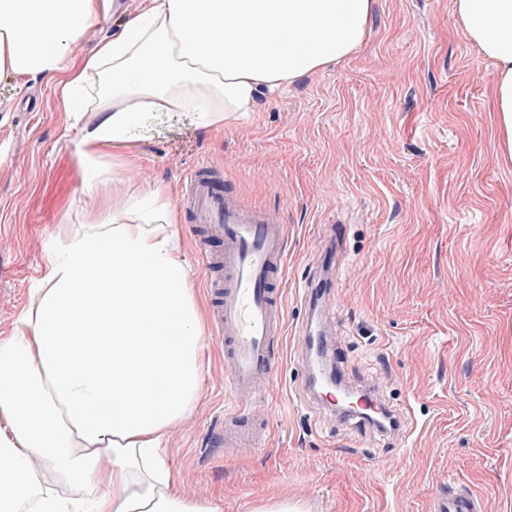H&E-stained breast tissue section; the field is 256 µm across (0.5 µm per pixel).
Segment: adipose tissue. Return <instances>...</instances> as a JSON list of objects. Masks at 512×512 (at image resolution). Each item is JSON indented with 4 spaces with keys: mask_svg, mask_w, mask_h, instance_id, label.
I'll list each match as a JSON object with an SVG mask.
<instances>
[{
    "mask_svg": "<svg viewBox=\"0 0 512 512\" xmlns=\"http://www.w3.org/2000/svg\"><path fill=\"white\" fill-rule=\"evenodd\" d=\"M111 0H0V76L55 80L86 199L66 224L13 336L0 342V512H223L187 494L162 451L196 409L204 306L164 182L127 186L107 161L157 113L212 131L349 56L373 0H143L121 31L73 61ZM495 66L512 159V0H452Z\"/></svg>",
    "mask_w": 512,
    "mask_h": 512,
    "instance_id": "adipose-tissue-1",
    "label": "adipose tissue"
}]
</instances>
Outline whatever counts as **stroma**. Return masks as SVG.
<instances>
[{
	"mask_svg": "<svg viewBox=\"0 0 512 512\" xmlns=\"http://www.w3.org/2000/svg\"><path fill=\"white\" fill-rule=\"evenodd\" d=\"M141 3L120 0L73 59ZM494 71L451 0H374L352 55L241 121L204 132L188 115L159 113L133 133L134 186L161 180L177 198L204 162L288 231L289 332L268 435L246 454L220 446L231 399L224 350L209 345L198 406L168 441L186 492L223 490L224 512L269 497L309 512H431L435 495L463 481L490 512H512V162L498 153ZM66 127L54 83L0 77V341L30 304L60 225L83 218ZM330 224L345 227L336 269ZM317 273L334 283L347 372L395 375L391 402L414 411L403 449L298 394V291Z\"/></svg>",
	"mask_w": 512,
	"mask_h": 512,
	"instance_id": "1",
	"label": "stroma"
}]
</instances>
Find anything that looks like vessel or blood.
Listing matches in <instances>:
<instances>
[{
  "label": "vessel or blood",
  "mask_w": 512,
  "mask_h": 512,
  "mask_svg": "<svg viewBox=\"0 0 512 512\" xmlns=\"http://www.w3.org/2000/svg\"><path fill=\"white\" fill-rule=\"evenodd\" d=\"M218 180L213 168L196 167L181 184L178 205L204 234L197 259L206 272L210 294V334L224 347V386L235 397L225 413V443L233 448H255L261 437L251 420L257 406L268 398L278 367L274 346L286 333L281 284L288 264L287 227L278 213L243 203L237 195L222 190ZM212 239L223 240V251L209 249ZM329 293L325 287L318 294L306 289L301 295L306 311L300 329L305 385L311 389L320 382L351 395L355 405L343 418L357 428L372 427L368 410L384 413L392 422L389 438L404 443L403 413L378 384L351 378L340 366L328 370L313 356V316L326 311ZM433 512H487V508L483 497L470 486L454 484L447 494L435 497Z\"/></svg>",
  "instance_id": "b4317fda"
}]
</instances>
